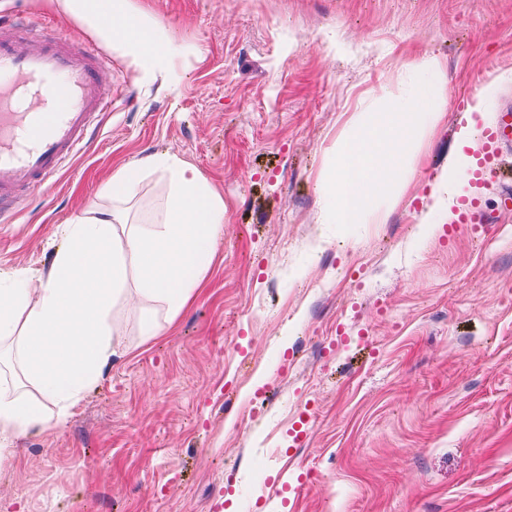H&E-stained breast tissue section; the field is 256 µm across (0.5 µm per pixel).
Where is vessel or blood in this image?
Instances as JSON below:
<instances>
[{"label": "vessel or blood", "mask_w": 512, "mask_h": 512, "mask_svg": "<svg viewBox=\"0 0 512 512\" xmlns=\"http://www.w3.org/2000/svg\"><path fill=\"white\" fill-rule=\"evenodd\" d=\"M101 58L72 35L51 33L18 17L0 23V205L40 185L77 152L95 116L112 106L100 83ZM512 138V114L484 134L477 162L498 160Z\"/></svg>", "instance_id": "vessel-or-blood-1"}]
</instances>
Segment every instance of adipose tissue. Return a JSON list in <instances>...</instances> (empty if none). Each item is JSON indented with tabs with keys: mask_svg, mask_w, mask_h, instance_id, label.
Here are the masks:
<instances>
[{
	"mask_svg": "<svg viewBox=\"0 0 512 512\" xmlns=\"http://www.w3.org/2000/svg\"><path fill=\"white\" fill-rule=\"evenodd\" d=\"M102 42L121 49L146 72L159 69L176 49L167 28L136 12L131 0H59ZM470 118L438 192L459 189L470 158L465 149L477 131ZM145 166L169 179L164 217L152 224L129 223L122 202L136 191L134 170H116L107 188L112 206L66 227L46 278L33 282L23 270L0 269V350H9L35 384L38 395L20 392L0 378V458L16 437L36 427L62 426L68 411L124 355L123 333L114 309L129 291L160 305L167 320L185 307L210 269L224 222V202L195 168L177 157H148ZM36 304H29V297Z\"/></svg>",
	"mask_w": 512,
	"mask_h": 512,
	"instance_id": "obj_1",
	"label": "adipose tissue"
}]
</instances>
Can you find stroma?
Segmentation results:
<instances>
[{
  "label": "stroma",
  "instance_id": "35a3bbf8",
  "mask_svg": "<svg viewBox=\"0 0 512 512\" xmlns=\"http://www.w3.org/2000/svg\"><path fill=\"white\" fill-rule=\"evenodd\" d=\"M132 5L184 44L168 72L146 76L57 0H0V17L96 46L112 93L84 148L18 192L0 268L47 273L62 225L155 154L197 168L224 223L174 323L143 339L130 296L126 355L63 426L15 440L0 512H512V205L497 175L464 183L472 224L443 222L434 195L470 109L490 125L512 109V0ZM425 54L445 122L387 223L334 230L321 171ZM166 193L143 170L130 220L153 222Z\"/></svg>",
  "mask_w": 512,
  "mask_h": 512
}]
</instances>
